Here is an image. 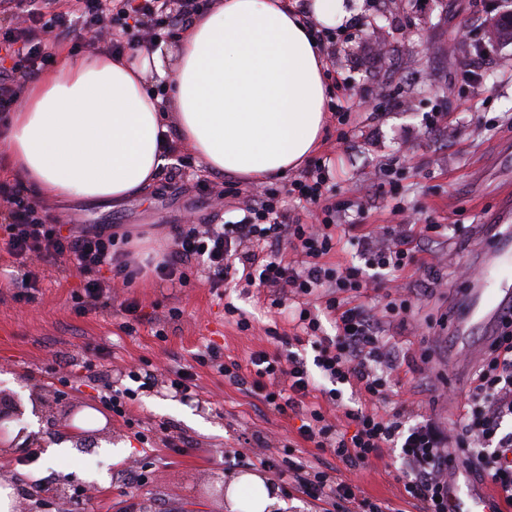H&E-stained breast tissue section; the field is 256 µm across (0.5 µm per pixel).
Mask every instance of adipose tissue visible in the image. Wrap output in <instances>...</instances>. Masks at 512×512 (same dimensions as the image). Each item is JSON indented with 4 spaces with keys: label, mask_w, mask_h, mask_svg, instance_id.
I'll use <instances>...</instances> for the list:
<instances>
[{
    "label": "adipose tissue",
    "mask_w": 512,
    "mask_h": 512,
    "mask_svg": "<svg viewBox=\"0 0 512 512\" xmlns=\"http://www.w3.org/2000/svg\"><path fill=\"white\" fill-rule=\"evenodd\" d=\"M345 0H216L174 46L131 56H61L25 85L5 133L12 173L39 198L119 204L167 164L164 136L206 172L245 180L300 167L322 143L329 85L319 30ZM272 480L234 479L226 512H285Z\"/></svg>",
    "instance_id": "ef3b65f1"
}]
</instances>
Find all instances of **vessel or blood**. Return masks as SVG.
<instances>
[{
    "label": "vessel or blood",
    "mask_w": 512,
    "mask_h": 512,
    "mask_svg": "<svg viewBox=\"0 0 512 512\" xmlns=\"http://www.w3.org/2000/svg\"><path fill=\"white\" fill-rule=\"evenodd\" d=\"M479 235L484 244L479 272L457 299L449 327L462 347L477 332L484 344H491L504 314L512 311V226L485 224ZM467 494V499H454L456 512H491L492 498L486 489L471 487Z\"/></svg>",
    "instance_id": "obj_1"
}]
</instances>
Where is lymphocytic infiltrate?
Returning a JSON list of instances; mask_svg holds the SVG:
<instances>
[{
	"instance_id": "f902f5d3",
	"label": "lymphocytic infiltrate",
	"mask_w": 512,
	"mask_h": 512,
	"mask_svg": "<svg viewBox=\"0 0 512 512\" xmlns=\"http://www.w3.org/2000/svg\"><path fill=\"white\" fill-rule=\"evenodd\" d=\"M0 1L25 21L24 27L0 35L1 123L18 102L26 79L51 64L47 33L68 39L78 28L93 34L112 27L116 33L110 50L134 51L140 45L138 29H148L156 40L178 21L190 20L208 7V0H179L175 12L167 0H70L65 6L60 0ZM329 179L328 167L317 162L288 188L289 194L320 208V223L303 224L291 218L278 205L277 188L263 187L246 200L239 190L228 188L225 197L243 202L239 221L175 228L169 248L146 259L117 248L115 235L102 229L83 228L62 235L42 206L23 195L19 184L0 181V205L8 212L7 224L0 226V242L19 265L31 259L46 264L66 259L87 272L89 278L77 297L84 307L104 298L106 285L93 276L104 267L126 286L151 272L183 287L201 263L213 287L219 288L230 276L231 259H238L242 265L238 283L269 289L273 306H281L286 295L301 300L295 327L303 341L313 344L316 355L308 364L292 351L284 355L257 351L242 364L222 361L219 351L211 348L199 356L200 364L234 383L251 377L268 406L299 419L302 440L349 466L368 465L385 449H397L404 498L417 512H451L449 479L460 468L491 485L504 504L512 506V431L503 428L506 420H512V322L504 325L475 368L454 429L415 415L405 404L388 414L363 407L346 410L343 428L327 416L324 403L340 404L347 389L369 401L386 402L400 357L382 336L380 319L355 294L417 265L421 242L441 230L437 224L417 229L400 224L388 228L381 239L363 234L358 238L362 265L328 263V255L340 243L335 217L345 209L344 204L328 203ZM260 243L274 248L288 244L301 255V267L278 259L255 264L249 247ZM312 296L323 299L322 313L312 311L308 303ZM326 318L333 324L334 335L324 333ZM321 379L331 387L317 402L313 393ZM262 464L296 490L324 501L333 512H386L385 505L359 495L356 486L329 480L326 472L307 468L294 458L268 457Z\"/></svg>"
}]
</instances>
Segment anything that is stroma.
I'll list each match as a JSON object with an SVG mask.
<instances>
[{
  "label": "stroma",
  "instance_id": "stroma-1",
  "mask_svg": "<svg viewBox=\"0 0 512 512\" xmlns=\"http://www.w3.org/2000/svg\"><path fill=\"white\" fill-rule=\"evenodd\" d=\"M346 6L349 18L325 35L324 59L329 72L347 77L362 107L349 114L354 134L345 140L336 117H329L317 155L332 162V201L349 206L341 223L360 222L368 232L395 224L462 227L453 238L427 243L423 264L372 292L369 301L380 309L395 292L407 296L404 320L386 319L385 335L400 352L426 361L420 371L400 368L390 405L412 404L450 428L462 406L452 392L469 379L448 361L454 346L446 331L448 301L478 272L477 226L512 199V38L495 30L512 0H346ZM468 68L481 72L482 89L463 83ZM179 155L181 170L162 168L149 192L120 206L46 200L43 209L63 232L100 226L142 255L156 253L172 226L239 220L240 212L219 205L217 196L227 185L249 190L252 182L206 174L187 147ZM37 274L35 303L16 302L9 289H0V408L16 399L38 401L34 431L49 445L65 417L102 409L100 391L129 387L132 420L110 415L88 431L89 453L97 459L90 469L80 449L50 470L22 465L18 448L0 455V472L15 488L13 512H225L221 486L242 473L265 475L263 456L288 453L356 485L391 512H415L403 498L393 452L349 467L304 442L299 419L267 406L251 384L231 383L198 363L210 346L242 364L256 351L287 352L292 300L274 309L265 288L245 293L230 281L210 288L202 267L182 288L145 275L132 287L111 289L107 307L87 311L74 300L85 280L76 265L42 266ZM129 303L137 307L130 332L120 313ZM229 303L249 318V330H239L225 313ZM172 308L179 317H169ZM272 328L279 339L269 336ZM145 363L155 382L133 389L129 373ZM181 368L198 386L188 398L167 383ZM107 437L126 447V455L101 454ZM130 470L144 472L146 481L128 484ZM48 471L65 496L39 485Z\"/></svg>",
  "mask_w": 512,
  "mask_h": 512
}]
</instances>
